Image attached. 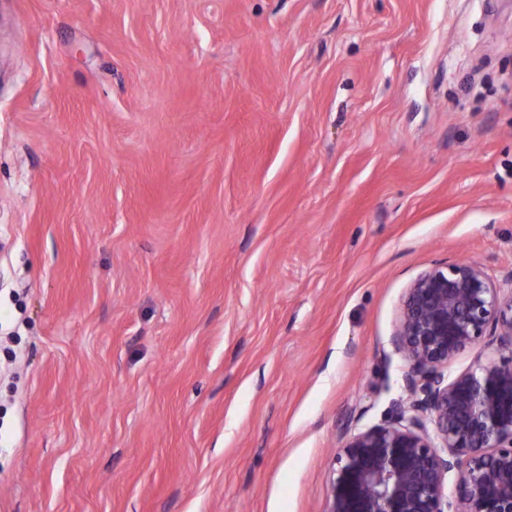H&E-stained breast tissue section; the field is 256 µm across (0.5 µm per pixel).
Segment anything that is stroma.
Returning a JSON list of instances; mask_svg holds the SVG:
<instances>
[{"label": "stroma", "instance_id": "35a3bbf8", "mask_svg": "<svg viewBox=\"0 0 512 512\" xmlns=\"http://www.w3.org/2000/svg\"><path fill=\"white\" fill-rule=\"evenodd\" d=\"M460 260L512 274L503 0H0V512H324Z\"/></svg>", "mask_w": 512, "mask_h": 512}]
</instances>
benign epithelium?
I'll list each match as a JSON object with an SVG mask.
<instances>
[{
  "mask_svg": "<svg viewBox=\"0 0 512 512\" xmlns=\"http://www.w3.org/2000/svg\"><path fill=\"white\" fill-rule=\"evenodd\" d=\"M482 341L499 359L448 377ZM391 344L402 394L390 419L337 450L324 512H512V278L503 287L469 261L433 265L406 289Z\"/></svg>",
  "mask_w": 512,
  "mask_h": 512,
  "instance_id": "benign-epithelium-1",
  "label": "benign epithelium"
}]
</instances>
